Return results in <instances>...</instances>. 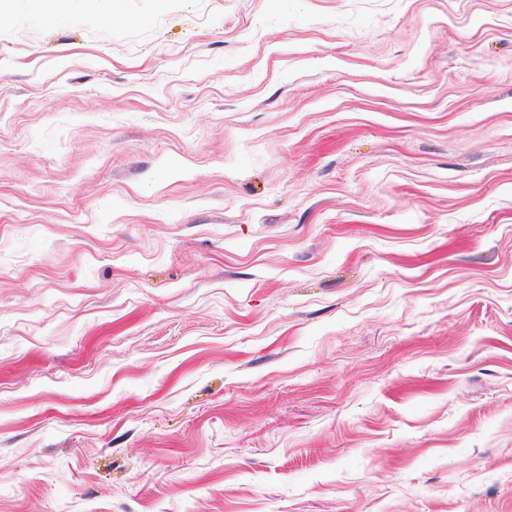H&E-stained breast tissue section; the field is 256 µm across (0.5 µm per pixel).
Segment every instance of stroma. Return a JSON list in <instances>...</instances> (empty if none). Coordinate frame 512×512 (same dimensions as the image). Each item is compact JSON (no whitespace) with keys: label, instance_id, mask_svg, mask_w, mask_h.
<instances>
[{"label":"stroma","instance_id":"stroma-1","mask_svg":"<svg viewBox=\"0 0 512 512\" xmlns=\"http://www.w3.org/2000/svg\"><path fill=\"white\" fill-rule=\"evenodd\" d=\"M0 512H512V0L0 7Z\"/></svg>","mask_w":512,"mask_h":512}]
</instances>
